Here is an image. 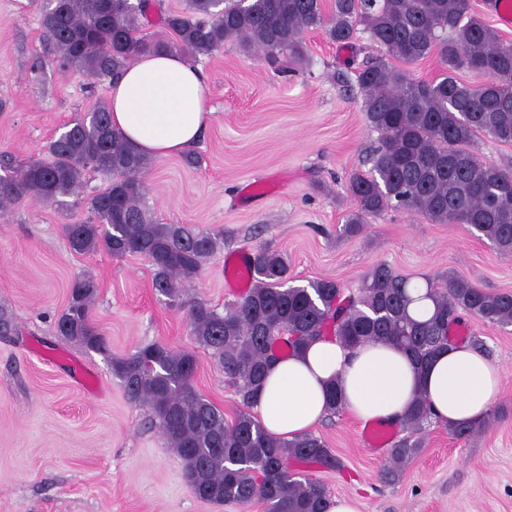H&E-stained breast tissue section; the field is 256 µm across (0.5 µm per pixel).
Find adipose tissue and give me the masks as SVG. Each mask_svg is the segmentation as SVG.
<instances>
[{
    "label": "adipose tissue",
    "mask_w": 512,
    "mask_h": 512,
    "mask_svg": "<svg viewBox=\"0 0 512 512\" xmlns=\"http://www.w3.org/2000/svg\"><path fill=\"white\" fill-rule=\"evenodd\" d=\"M112 125L148 156L176 155L206 128V85L200 67L179 53L139 58L111 85ZM338 381L346 408L360 421L395 425L416 397L435 420L479 422L503 382L485 353L452 345L420 369L403 350L368 344L349 353L322 339L278 361L252 407L272 436L310 432L326 414L325 388Z\"/></svg>",
    "instance_id": "1"
}]
</instances>
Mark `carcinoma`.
Wrapping results in <instances>:
<instances>
[{
  "instance_id": "carcinoma-1",
  "label": "carcinoma",
  "mask_w": 512,
  "mask_h": 512,
  "mask_svg": "<svg viewBox=\"0 0 512 512\" xmlns=\"http://www.w3.org/2000/svg\"><path fill=\"white\" fill-rule=\"evenodd\" d=\"M154 6V0H45L42 54L33 71L52 56L65 71L111 82L144 53L209 57L226 43L257 49L283 71L307 62L304 32L321 29L330 41L349 45L361 25L387 56L412 64L435 55L445 73L417 80L381 57L358 68L363 111L379 138L367 158L369 171L348 178L354 212L344 234L356 235L366 218L395 209L435 224H466L500 254L512 255V166L480 162L471 150L479 134L512 145V42L474 14L471 0H333L329 14L323 0H185L181 10L160 17L172 41L140 34ZM461 70L487 80L465 83L456 76ZM47 152L46 160L4 169L1 211L31 201L62 205L80 194L88 172L110 178L84 199L89 216L64 225L69 245L80 254L146 258L153 287L172 302L221 250L219 231L200 233L150 216L141 204L150 157L133 151L112 127L108 103L70 121ZM246 277L250 288L225 302L224 311L202 300L188 308L196 343L211 351L236 389L241 409L232 420L196 391L193 352L148 343L111 358L128 400L151 410L183 461L193 494L220 505L260 501L266 512H325L329 488L309 469L336 467L332 449L311 432L273 438L251 412L270 367L288 351L328 336L348 349L385 343L408 352L423 369L453 343L451 332L464 314L512 326L511 292L489 293L460 276L425 278L432 308L421 317L411 310V281L384 262L347 295L332 279L289 283L285 256L260 246ZM97 290L91 277L71 283L57 331L106 353L107 339L91 315ZM431 423L419 396L402 418L406 434L389 448L388 478L417 455Z\"/></svg>"
}]
</instances>
